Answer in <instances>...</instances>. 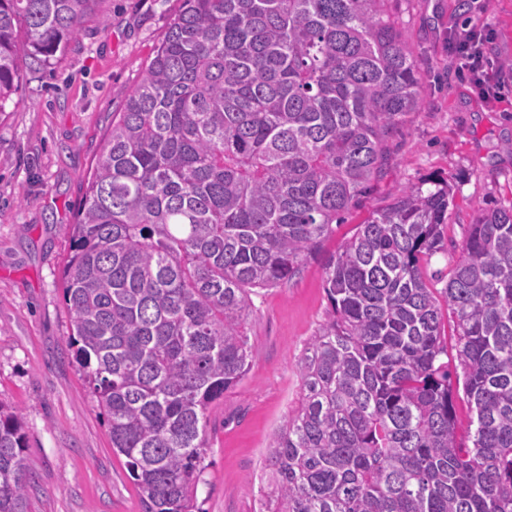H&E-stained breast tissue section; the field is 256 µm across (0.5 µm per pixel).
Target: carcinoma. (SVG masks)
<instances>
[{"instance_id": "1", "label": "carcinoma", "mask_w": 512, "mask_h": 512, "mask_svg": "<svg viewBox=\"0 0 512 512\" xmlns=\"http://www.w3.org/2000/svg\"><path fill=\"white\" fill-rule=\"evenodd\" d=\"M97 0H0V112ZM394 0H184L105 136L61 273L70 344L141 512H200L206 411L245 377L251 294L291 280L424 103ZM452 187L374 212L324 264L331 310L270 445L259 512H512V204L480 210L439 303ZM456 325L463 384L441 346ZM475 412L457 441L455 400ZM0 403V512H28Z\"/></svg>"}]
</instances>
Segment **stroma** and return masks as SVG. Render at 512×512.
<instances>
[{
    "instance_id": "35a3bbf8",
    "label": "stroma",
    "mask_w": 512,
    "mask_h": 512,
    "mask_svg": "<svg viewBox=\"0 0 512 512\" xmlns=\"http://www.w3.org/2000/svg\"><path fill=\"white\" fill-rule=\"evenodd\" d=\"M182 0H98L82 29L46 66L24 70L0 115V402L21 410L33 488L29 512H141L124 456L68 344L61 286L68 224L105 134L140 82ZM108 25H101V17ZM399 17L418 60L424 107L384 143L386 163L289 282L253 295L246 377L207 410L209 451L202 512H256L261 475L278 428L299 405L301 358L330 304L324 258L399 190L429 178L454 186L442 227L445 249L429 259V287L448 283L478 211L512 203V0H401ZM489 27L487 102L455 72L448 37Z\"/></svg>"
}]
</instances>
